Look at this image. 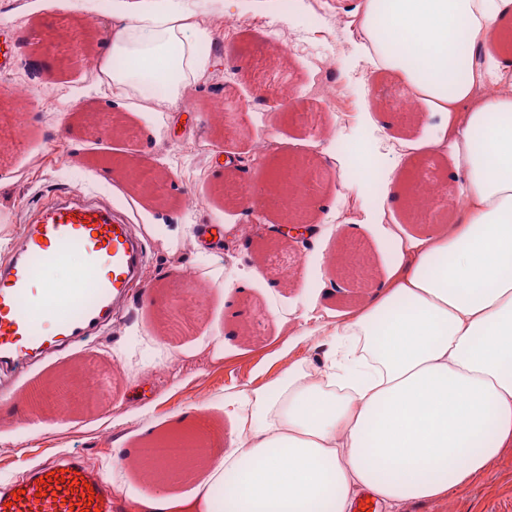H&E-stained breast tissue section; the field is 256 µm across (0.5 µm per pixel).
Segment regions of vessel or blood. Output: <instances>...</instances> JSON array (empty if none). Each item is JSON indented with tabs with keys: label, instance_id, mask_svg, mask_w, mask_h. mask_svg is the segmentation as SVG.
Here are the masks:
<instances>
[{
	"label": "vessel or blood",
	"instance_id": "obj_1",
	"mask_svg": "<svg viewBox=\"0 0 512 512\" xmlns=\"http://www.w3.org/2000/svg\"><path fill=\"white\" fill-rule=\"evenodd\" d=\"M81 257L62 288L40 285L42 268ZM143 247L110 206L66 195L40 204L0 264V371L96 335L140 279ZM0 512H116L111 484L80 455L46 460L0 488Z\"/></svg>",
	"mask_w": 512,
	"mask_h": 512
}]
</instances>
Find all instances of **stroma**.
Returning <instances> with one entry per match:
<instances>
[{
	"mask_svg": "<svg viewBox=\"0 0 512 512\" xmlns=\"http://www.w3.org/2000/svg\"><path fill=\"white\" fill-rule=\"evenodd\" d=\"M215 33L205 53L213 71L197 95L176 112L144 109L138 99L114 101L81 49H66L65 62L43 54L59 41L79 13L75 0H0V39L16 46V65L0 73V129L14 132L0 152V260L39 203L68 193L90 192L126 212L147 248L144 280L152 303L131 296L111 327L85 344L37 361L28 374L0 378V485L21 463L81 453L119 490L123 512L155 489L135 466L129 450L150 433L180 424L191 405L207 406V436L226 433L225 388L248 381L252 369L279 348L285 336L281 316L298 319L303 299L316 301L317 315L362 298L381 280L392 253L388 230L415 233L402 212L384 224H368L367 202L341 184V157L318 128L301 125L298 113H322L325 124L348 135L357 117L377 123L379 112L396 109L403 84L373 73L357 51L347 25L352 0H319L317 7L335 27L331 41L319 39L308 21L284 14L280 0H240V14L260 23L229 32L222 0H193ZM42 54V74L29 56ZM340 87L343 110L328 101ZM439 116L420 110L399 115L391 133H378L385 158H398L399 173L418 188L441 192L429 210L445 217L455 187L445 182L447 159L426 150ZM411 135L423 150L397 156L395 138ZM312 158L327 180L318 196L323 232L318 242L285 240L273 233L279 211L257 204L277 156ZM143 163L162 172L170 203L136 205V192L111 163ZM339 289L324 299L321 284ZM210 281L202 322L186 335L165 336L164 314L186 301L190 280ZM247 324V333L227 337L229 319ZM117 363L118 376H105L106 397L94 412H38L36 389L87 360ZM401 512H512V448L505 449L493 474L445 501H408Z\"/></svg>",
	"mask_w": 512,
	"mask_h": 512,
	"instance_id": "obj_1",
	"label": "stroma"
}]
</instances>
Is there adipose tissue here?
<instances>
[{
  "mask_svg": "<svg viewBox=\"0 0 512 512\" xmlns=\"http://www.w3.org/2000/svg\"><path fill=\"white\" fill-rule=\"evenodd\" d=\"M351 24L374 73L441 116L430 148L450 149L460 204L392 236L393 262L364 300L293 334L225 395L224 450L185 494L155 463L138 512H212L218 487L224 512H351L363 490L397 512L489 477L512 447V0H359ZM212 35L189 0H146L119 15L90 69L113 97L172 112L208 79L199 47ZM373 135L361 126L346 143L348 187H379L375 222L404 208L421 218L419 191ZM305 342L321 361L296 356Z\"/></svg>",
  "mask_w": 512,
  "mask_h": 512,
  "instance_id": "ef3b65f1",
  "label": "adipose tissue"
}]
</instances>
